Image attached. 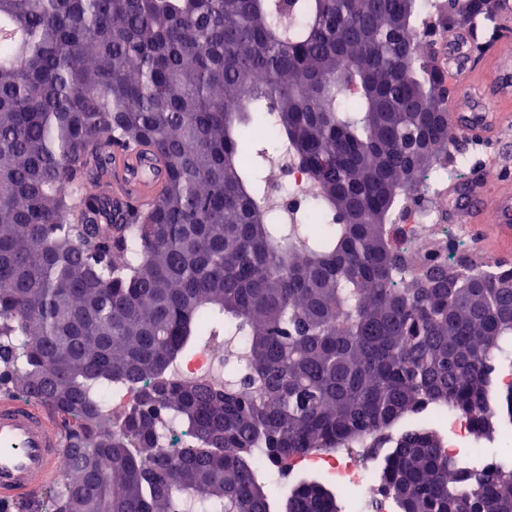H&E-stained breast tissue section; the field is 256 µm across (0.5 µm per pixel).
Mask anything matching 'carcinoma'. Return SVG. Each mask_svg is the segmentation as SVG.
I'll list each match as a JSON object with an SVG mask.
<instances>
[{"label":"carcinoma","instance_id":"obj_1","mask_svg":"<svg viewBox=\"0 0 512 512\" xmlns=\"http://www.w3.org/2000/svg\"><path fill=\"white\" fill-rule=\"evenodd\" d=\"M455 2L448 30L494 34L509 0ZM412 31L421 0H0V366L68 422L46 512H272L256 452L355 443L399 512H512V458L463 468L424 416L512 431V263L401 244L453 160L448 81ZM276 142L330 233L276 223ZM138 146L163 191L114 204L98 179ZM218 330L244 337L248 386L170 381ZM123 386L115 429L99 391ZM166 416L192 435L173 453ZM283 501L342 512L322 479Z\"/></svg>","mask_w":512,"mask_h":512}]
</instances>
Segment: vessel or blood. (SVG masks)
<instances>
[{"label":"vessel or blood","mask_w":512,"mask_h":512,"mask_svg":"<svg viewBox=\"0 0 512 512\" xmlns=\"http://www.w3.org/2000/svg\"><path fill=\"white\" fill-rule=\"evenodd\" d=\"M468 40L464 31L448 34V83L457 90L448 121L463 137L491 140L504 124L512 123V82L492 78V71L512 66V38L503 37L483 62L472 64L458 53ZM148 150L114 153L103 181L120 201L148 202L158 197L159 179L142 175L154 166ZM487 174H480L452 197L448 219L455 224H482L494 218L492 239L499 253L512 251V184L499 182L487 192ZM62 433L57 421L32 401L0 399V504L27 499L40 487L60 477Z\"/></svg>","instance_id":"vessel-or-blood-1"}]
</instances>
